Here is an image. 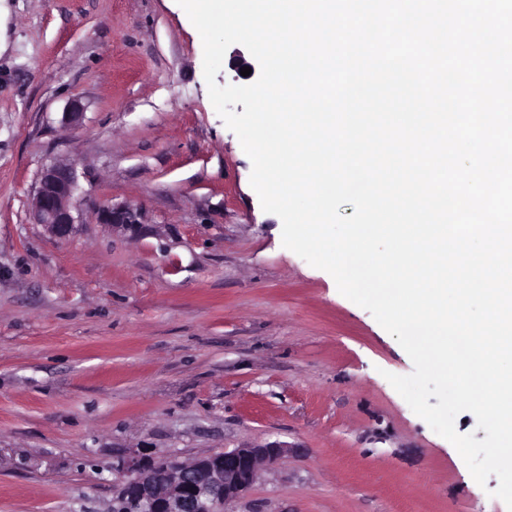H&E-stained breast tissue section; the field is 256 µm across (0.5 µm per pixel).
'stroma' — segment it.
Masks as SVG:
<instances>
[{"mask_svg": "<svg viewBox=\"0 0 512 512\" xmlns=\"http://www.w3.org/2000/svg\"><path fill=\"white\" fill-rule=\"evenodd\" d=\"M9 4L0 512H109L115 456L275 442L229 512H507L386 380L413 370L398 342L283 246L176 0ZM56 162L80 185L65 239L30 219ZM123 204L135 230L100 222Z\"/></svg>", "mask_w": 512, "mask_h": 512, "instance_id": "stroma-1", "label": "stroma"}]
</instances>
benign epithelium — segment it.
Returning a JSON list of instances; mask_svg holds the SVG:
<instances>
[{"instance_id":"benign-epithelium-1","label":"benign epithelium","mask_w":512,"mask_h":512,"mask_svg":"<svg viewBox=\"0 0 512 512\" xmlns=\"http://www.w3.org/2000/svg\"><path fill=\"white\" fill-rule=\"evenodd\" d=\"M78 188L74 165L46 167L37 188L33 223L57 238L68 237L76 224L71 199ZM99 215L105 224L132 227L138 223L137 210L131 206H105ZM287 451L281 444L242 446L203 455L193 468L171 459L157 461L144 453L122 456L112 466L121 478L115 499L127 506L142 505L145 512H226L228 505L252 488L259 465L273 466Z\"/></svg>"}]
</instances>
